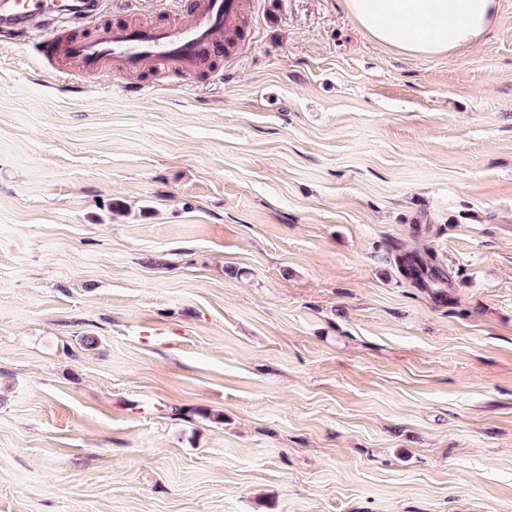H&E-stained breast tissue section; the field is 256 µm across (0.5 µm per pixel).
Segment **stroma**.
Returning a JSON list of instances; mask_svg holds the SVG:
<instances>
[{"mask_svg": "<svg viewBox=\"0 0 512 512\" xmlns=\"http://www.w3.org/2000/svg\"><path fill=\"white\" fill-rule=\"evenodd\" d=\"M243 15L192 77L0 37V512H512V0ZM377 42L408 56L451 54L498 19V0H345Z\"/></svg>", "mask_w": 512, "mask_h": 512, "instance_id": "35a3bbf8", "label": "stroma"}]
</instances>
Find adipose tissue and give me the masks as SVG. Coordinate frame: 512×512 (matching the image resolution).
<instances>
[{"mask_svg": "<svg viewBox=\"0 0 512 512\" xmlns=\"http://www.w3.org/2000/svg\"><path fill=\"white\" fill-rule=\"evenodd\" d=\"M377 42L408 56L453 53L497 22L498 0H346Z\"/></svg>", "mask_w": 512, "mask_h": 512, "instance_id": "obj_1", "label": "adipose tissue"}]
</instances>
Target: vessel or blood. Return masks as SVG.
Returning <instances> with one entry per match:
<instances>
[{
    "label": "vessel or blood",
    "instance_id": "b4317fda",
    "mask_svg": "<svg viewBox=\"0 0 512 512\" xmlns=\"http://www.w3.org/2000/svg\"><path fill=\"white\" fill-rule=\"evenodd\" d=\"M101 6L102 0H0V29L29 39L41 62H66L81 73L103 76L161 61L191 76L203 60L221 53L241 2L196 0L191 15L171 24H113L90 37L69 36L70 26L93 21Z\"/></svg>",
    "mask_w": 512,
    "mask_h": 512
}]
</instances>
